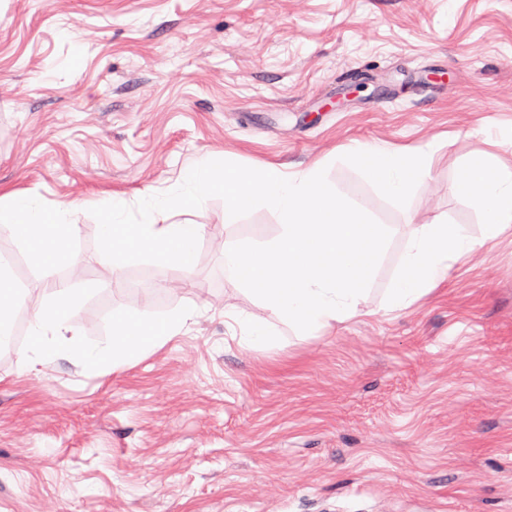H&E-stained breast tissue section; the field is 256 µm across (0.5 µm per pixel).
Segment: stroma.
<instances>
[{
  "instance_id": "1",
  "label": "stroma",
  "mask_w": 512,
  "mask_h": 512,
  "mask_svg": "<svg viewBox=\"0 0 512 512\" xmlns=\"http://www.w3.org/2000/svg\"><path fill=\"white\" fill-rule=\"evenodd\" d=\"M490 133L512 149V0H0V185L81 205L97 291L74 334L106 341L119 309L200 310L134 366L23 369L30 314L69 271L37 273L0 233L23 293L0 350V512H512V228L385 308L410 225L480 237L459 182ZM355 143L428 149L430 171L396 202ZM227 154L321 163L390 231L369 314L289 331L224 265L225 244L276 241V214L233 219L217 197L176 215L204 226L191 269L112 278L90 208ZM250 318L274 348L245 344Z\"/></svg>"
}]
</instances>
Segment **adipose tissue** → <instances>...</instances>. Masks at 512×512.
Listing matches in <instances>:
<instances>
[{
  "label": "adipose tissue",
  "instance_id": "ef3b65f1",
  "mask_svg": "<svg viewBox=\"0 0 512 512\" xmlns=\"http://www.w3.org/2000/svg\"><path fill=\"white\" fill-rule=\"evenodd\" d=\"M350 158L363 166L389 197L402 200L429 167L420 148L369 147L354 144ZM482 214V237L475 240L456 224H418L400 261V272L387 300L390 309H404L443 283L453 263L468 257L479 243L497 241L512 227V159L490 164L486 155L472 157L461 185Z\"/></svg>",
  "mask_w": 512,
  "mask_h": 512
}]
</instances>
